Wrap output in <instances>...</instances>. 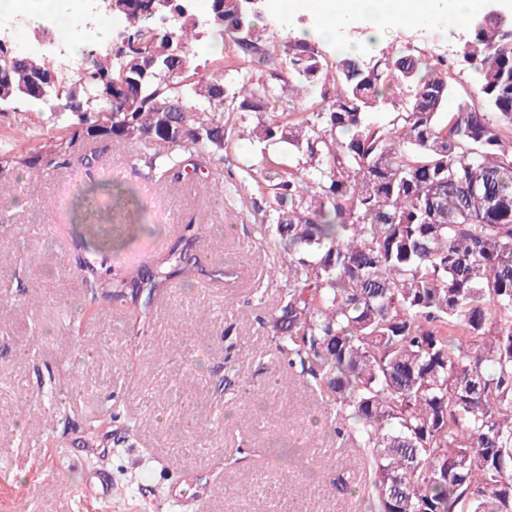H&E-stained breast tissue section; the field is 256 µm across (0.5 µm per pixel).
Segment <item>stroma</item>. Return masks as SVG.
<instances>
[{"instance_id": "35a3bbf8", "label": "stroma", "mask_w": 512, "mask_h": 512, "mask_svg": "<svg viewBox=\"0 0 512 512\" xmlns=\"http://www.w3.org/2000/svg\"><path fill=\"white\" fill-rule=\"evenodd\" d=\"M262 25L284 40L315 23L289 0H264ZM469 25L395 21L379 40L365 27L342 32L367 59L401 49L443 56L456 74L446 111L475 95L471 74L456 56ZM340 42V43H341ZM38 119L32 103L0 112V150H25L60 133ZM101 166L24 175L27 192L0 195L13 222L6 234L22 252H0V512L27 501L31 512H178L157 507L170 473L185 479L201 512H366L361 496H342L330 483L335 469L364 477L352 447L328 432L331 411L278 355L267 321L288 275L262 224L255 190L256 148L236 138L210 181L234 190L211 201L204 185L170 193L135 148L100 142ZM114 185L87 220L154 225L155 236L126 237L104 263L120 267L166 252L192 225L206 261H221L237 279L174 282L137 303L113 299L81 281L84 250L74 205L89 183ZM76 391L55 393L64 377ZM107 473L119 498H88L89 477Z\"/></svg>"}]
</instances>
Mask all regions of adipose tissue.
<instances>
[{"mask_svg":"<svg viewBox=\"0 0 512 512\" xmlns=\"http://www.w3.org/2000/svg\"><path fill=\"white\" fill-rule=\"evenodd\" d=\"M321 24L314 38L334 43L341 31L366 25L373 35H380L399 19L428 24L441 18L458 19L476 24L480 14L475 0H313ZM79 9L76 0H30L26 17L28 26L54 25L67 37L69 48L82 52L88 41L107 44L111 38L110 25L100 24L93 29L78 26Z\"/></svg>","mask_w":512,"mask_h":512,"instance_id":"1","label":"adipose tissue"}]
</instances>
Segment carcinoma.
Returning a JSON list of instances; mask_svg holds the SVG:
<instances>
[{
    "label": "carcinoma",
    "mask_w": 512,
    "mask_h": 512,
    "mask_svg": "<svg viewBox=\"0 0 512 512\" xmlns=\"http://www.w3.org/2000/svg\"><path fill=\"white\" fill-rule=\"evenodd\" d=\"M196 3L148 27L149 0H112L125 38L104 52L88 42L73 74L0 46V105L50 109L43 83L84 104L52 113L54 139L0 151V191L76 156L91 167L103 140L144 146L137 160L177 190L224 164L248 125L267 229L288 254L267 326L366 458L369 512H512V19L491 4L462 39L477 96L446 112L456 78L440 57L401 50L332 70L316 41L277 42L243 0ZM204 38L233 60L197 63L189 46ZM285 93L317 110L265 117ZM191 228L127 270L98 261L122 235L86 224L82 280L135 302L179 276L236 278L202 260Z\"/></svg>",
    "instance_id": "obj_1"
}]
</instances>
